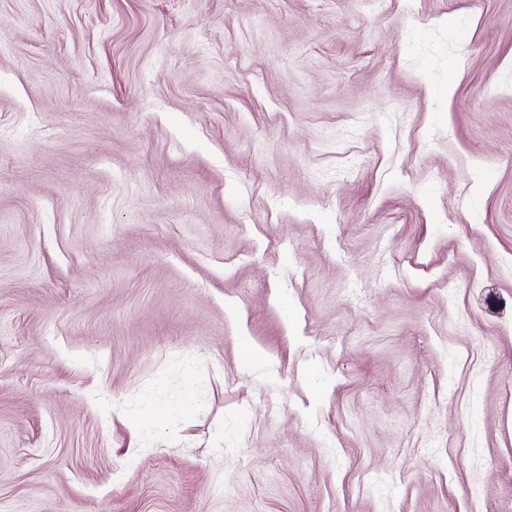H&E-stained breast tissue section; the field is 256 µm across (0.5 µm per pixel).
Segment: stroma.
Returning a JSON list of instances; mask_svg holds the SVG:
<instances>
[{
  "label": "stroma",
  "mask_w": 512,
  "mask_h": 512,
  "mask_svg": "<svg viewBox=\"0 0 512 512\" xmlns=\"http://www.w3.org/2000/svg\"><path fill=\"white\" fill-rule=\"evenodd\" d=\"M0 512H512V0H0Z\"/></svg>",
  "instance_id": "1"
}]
</instances>
